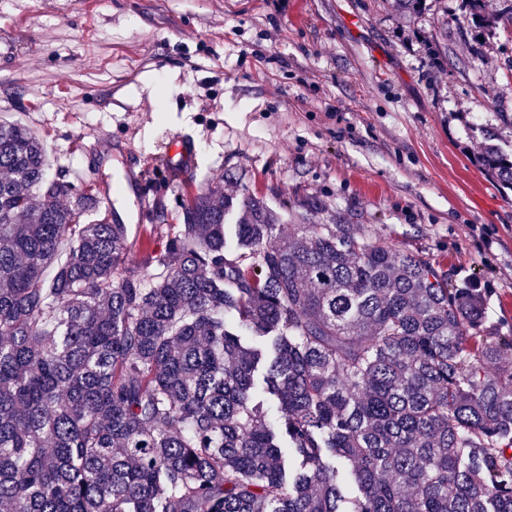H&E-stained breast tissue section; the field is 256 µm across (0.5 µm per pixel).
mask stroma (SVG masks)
Masks as SVG:
<instances>
[{"instance_id": "1", "label": "stroma", "mask_w": 512, "mask_h": 512, "mask_svg": "<svg viewBox=\"0 0 512 512\" xmlns=\"http://www.w3.org/2000/svg\"><path fill=\"white\" fill-rule=\"evenodd\" d=\"M465 0H0V117L52 162L110 190L127 267L163 248L210 184L312 223L366 225L488 288L512 329V189L479 126L512 143V23L468 26ZM276 25L279 37L262 34ZM195 158L160 162L176 133ZM480 129L485 136L482 154L485 170L496 181L512 188V152L508 153L501 147L494 130L482 126Z\"/></svg>"}]
</instances>
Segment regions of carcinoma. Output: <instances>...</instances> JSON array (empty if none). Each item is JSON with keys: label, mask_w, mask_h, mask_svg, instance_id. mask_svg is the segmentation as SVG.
Instances as JSON below:
<instances>
[{"label": "carcinoma", "mask_w": 512, "mask_h": 512, "mask_svg": "<svg viewBox=\"0 0 512 512\" xmlns=\"http://www.w3.org/2000/svg\"><path fill=\"white\" fill-rule=\"evenodd\" d=\"M95 205L0 121L4 512H512V334L485 289L360 224L302 213L282 241L219 184L130 269Z\"/></svg>", "instance_id": "1"}]
</instances>
